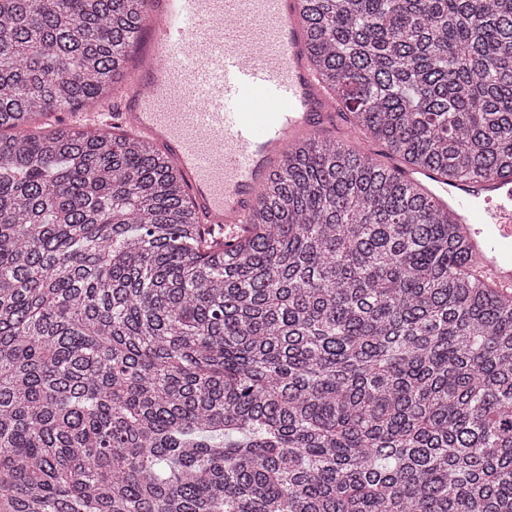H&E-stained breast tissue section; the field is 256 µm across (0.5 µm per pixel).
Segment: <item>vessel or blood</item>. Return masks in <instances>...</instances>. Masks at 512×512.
<instances>
[{
	"label": "vessel or blood",
	"mask_w": 512,
	"mask_h": 512,
	"mask_svg": "<svg viewBox=\"0 0 512 512\" xmlns=\"http://www.w3.org/2000/svg\"><path fill=\"white\" fill-rule=\"evenodd\" d=\"M141 27L120 122L183 168L207 224L245 223L296 140L351 136L311 68L303 0H146ZM418 178L466 224L478 271L512 288V173L452 186Z\"/></svg>",
	"instance_id": "obj_1"
}]
</instances>
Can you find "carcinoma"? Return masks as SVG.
<instances>
[{"label":"carcinoma","instance_id":"obj_1","mask_svg":"<svg viewBox=\"0 0 512 512\" xmlns=\"http://www.w3.org/2000/svg\"><path fill=\"white\" fill-rule=\"evenodd\" d=\"M146 0H0V512H512V295L465 228L331 138L199 223L109 95ZM352 126L512 171V0H304ZM112 98L113 97L101 102L100 104L92 106L91 108H89V110H87V112H73L72 114L69 112H64V113L53 112L52 114H48L45 118H43L42 122L49 123L52 125H55L58 122H62L64 124H67L68 126H72L74 128L81 127L85 130H88L87 128H93L92 126L88 125V122L90 121L88 113H90L91 111H95V110L99 109L100 107H102L103 105L111 102Z\"/></svg>","mask_w":512,"mask_h":512}]
</instances>
